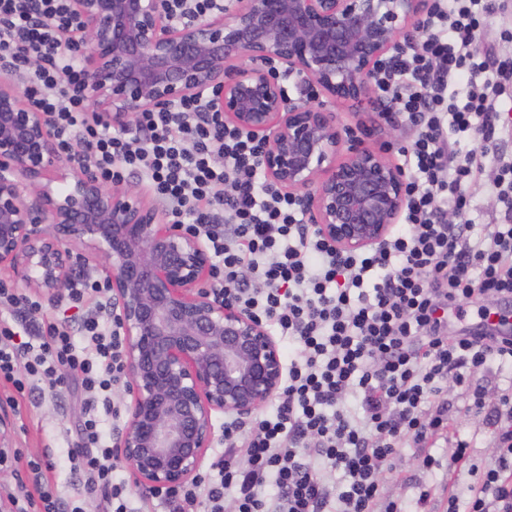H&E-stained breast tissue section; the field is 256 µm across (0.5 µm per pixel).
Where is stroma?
Returning a JSON list of instances; mask_svg holds the SVG:
<instances>
[{
    "mask_svg": "<svg viewBox=\"0 0 512 512\" xmlns=\"http://www.w3.org/2000/svg\"><path fill=\"white\" fill-rule=\"evenodd\" d=\"M342 125L361 132L372 147L397 146L405 140V126L401 119L386 121L372 102L337 107ZM459 332L479 333L486 324L501 325L512 331V298L472 297L463 306L457 320ZM451 411L452 433L461 439L473 440V461L487 464L495 453L487 431L477 430L467 416V402L454 396ZM84 398L77 393L56 394L48 383L35 382L32 390L13 395L11 388L0 385V409L10 416L12 427L7 447H0V512H11V498L33 490L34 481L26 468L30 457L48 458L53 467L46 476L54 483L68 506L84 507L85 512H98L100 496L88 493L82 479L70 469L67 452L75 437L76 427L84 415ZM415 449L405 448L395 460L392 472L384 473V493L388 498L402 501L408 512H414L421 493H428L430 512H446L447 495L442 490L440 469L419 467Z\"/></svg>",
    "mask_w": 512,
    "mask_h": 512,
    "instance_id": "obj_1",
    "label": "stroma"
}]
</instances>
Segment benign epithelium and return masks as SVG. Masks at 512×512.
Segmentation results:
<instances>
[{"mask_svg": "<svg viewBox=\"0 0 512 512\" xmlns=\"http://www.w3.org/2000/svg\"><path fill=\"white\" fill-rule=\"evenodd\" d=\"M430 0H229L188 22L169 0H70L92 116L131 131L141 112L200 95L263 145L267 179L339 252L386 240L407 180L332 106L370 98L372 74L416 38ZM313 84L293 98L285 81ZM33 197L27 202L26 197ZM78 258L103 260L125 336L126 424L115 457L150 491L203 467L218 414L252 415L283 387L266 323L209 286L203 239L165 222L149 190L104 183L63 155L51 116L0 65V272L55 300Z\"/></svg>", "mask_w": 512, "mask_h": 512, "instance_id": "1", "label": "benign epithelium"}]
</instances>
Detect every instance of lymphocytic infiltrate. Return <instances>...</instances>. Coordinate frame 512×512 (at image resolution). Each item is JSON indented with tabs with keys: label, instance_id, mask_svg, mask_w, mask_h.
<instances>
[{
	"label": "lymphocytic infiltrate",
	"instance_id": "1",
	"mask_svg": "<svg viewBox=\"0 0 512 512\" xmlns=\"http://www.w3.org/2000/svg\"><path fill=\"white\" fill-rule=\"evenodd\" d=\"M500 14V44H482V19ZM67 0H0V63L41 65L27 93L53 119L64 151L104 182L136 175L164 204L170 223L204 235L225 300L260 317L288 341V377L272 414L224 425V450L191 485L158 496L167 512H402L383 501L381 474L405 444L428 447L448 426L449 394L462 388L470 415L498 453L475 471L466 503L448 512H512V386L488 403L478 370H512V338L448 333V308L473 295L512 297V158L495 181L506 223L475 232L466 215L484 159L512 139L499 98L512 82V12L495 0H435L423 41L404 42L373 81L385 120L402 116L398 150L409 171L400 225L367 250L337 254L308 224L293 197L264 175L256 138L225 124L204 99L141 113L119 132L92 122L78 94L82 65L62 42L78 27ZM464 94H457V85ZM108 284L73 280V308L94 302L77 347L67 323L40 300L0 281V304L30 318L32 341L0 322V384L15 393L33 380L68 389L81 382L87 406L71 470L103 512H139L115 481L103 419L126 375L124 338Z\"/></svg>",
	"mask_w": 512,
	"mask_h": 512
}]
</instances>
